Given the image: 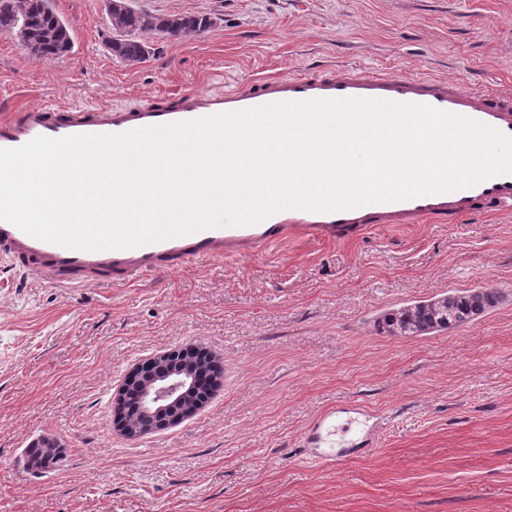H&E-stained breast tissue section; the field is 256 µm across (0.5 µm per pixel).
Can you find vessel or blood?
<instances>
[{
  "instance_id": "vessel-or-blood-1",
  "label": "vessel or blood",
  "mask_w": 512,
  "mask_h": 512,
  "mask_svg": "<svg viewBox=\"0 0 512 512\" xmlns=\"http://www.w3.org/2000/svg\"><path fill=\"white\" fill-rule=\"evenodd\" d=\"M373 98L416 103L461 115L512 137V92L467 91L434 74L396 75L355 64L322 65L292 75H263L244 89L188 90L170 101L139 107L45 104L0 116V149L23 146L44 136L121 134L257 108L283 101ZM485 208L512 211V174L489 177L474 186L351 210L312 212L285 209L249 225L211 227L140 246L104 250L71 249L28 235L0 220V265L35 276L55 288L132 283L147 274L224 257L260 256L273 245L301 234L326 241L359 236L372 224H457ZM336 413L315 419L306 435L314 459H334Z\"/></svg>"
}]
</instances>
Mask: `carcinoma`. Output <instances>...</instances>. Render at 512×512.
<instances>
[{
    "label": "carcinoma",
    "instance_id": "cac0c4a2",
    "mask_svg": "<svg viewBox=\"0 0 512 512\" xmlns=\"http://www.w3.org/2000/svg\"><path fill=\"white\" fill-rule=\"evenodd\" d=\"M112 37L107 43L112 57L134 65L145 59L148 47L139 40L140 33H154L160 37L179 38L189 34H200L212 24L206 16L184 14H152L137 11L129 0H112L109 12ZM0 30H23L32 45L34 56L52 61L72 49V39L66 22L52 7L51 0H0ZM495 303L491 291H450L439 297L418 302L405 303L385 312L378 321L379 328L408 327L418 336L428 335L448 328L442 310L454 309L462 326L483 314ZM201 369L204 377L215 376V366L196 349L186 352Z\"/></svg>",
    "mask_w": 512,
    "mask_h": 512
}]
</instances>
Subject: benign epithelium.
I'll list each match as a JSON object with an SVG mask.
<instances>
[{
    "instance_id": "benign-epithelium-1",
    "label": "benign epithelium",
    "mask_w": 512,
    "mask_h": 512,
    "mask_svg": "<svg viewBox=\"0 0 512 512\" xmlns=\"http://www.w3.org/2000/svg\"><path fill=\"white\" fill-rule=\"evenodd\" d=\"M184 349H176L145 359L123 380L117 399L114 419L115 429L128 438H138L156 431L154 427L137 428L125 418L123 407L135 398L146 410L158 415L159 427L167 428L180 423L196 411L192 407L180 410L184 397L198 384L197 372L183 361ZM158 365L157 372L150 373L151 382L139 379V372Z\"/></svg>"
}]
</instances>
